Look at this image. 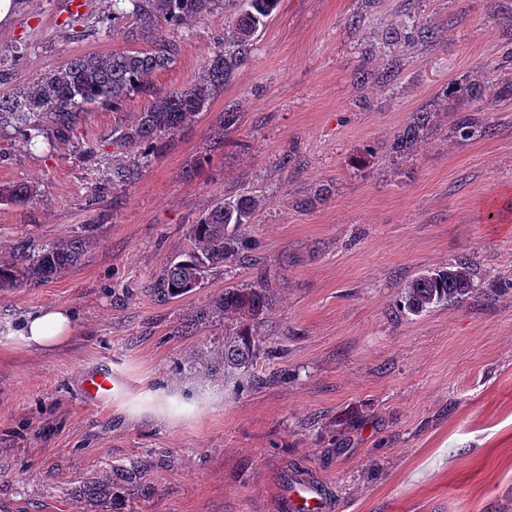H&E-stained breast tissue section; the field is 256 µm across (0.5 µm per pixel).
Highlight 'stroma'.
I'll return each mask as SVG.
<instances>
[{"label": "stroma", "mask_w": 512, "mask_h": 512, "mask_svg": "<svg viewBox=\"0 0 512 512\" xmlns=\"http://www.w3.org/2000/svg\"><path fill=\"white\" fill-rule=\"evenodd\" d=\"M504 2L279 0L249 63L123 191L109 183L112 128L145 98L89 108L65 143L28 151L0 138V185L35 191L0 204V259L21 241L89 242L76 268L0 289V512H88L79 490L141 458V492L119 512H284L293 474L328 488L335 512H512V101L483 100L492 138L442 128L410 158L389 152L422 106L447 112L448 82L487 79L512 45ZM66 4L18 0L0 24L12 73L0 94L70 56L151 41L67 39ZM408 15L434 24L436 40L400 47L393 86L357 85L363 51ZM185 32L177 64L152 76L157 92L195 81L224 15ZM228 106L238 122L222 138ZM321 188L330 199L302 207ZM244 191L264 199L239 232L271 274L261 334L274 355L237 389L214 355L223 322L193 317L253 283V268L227 263L166 301L148 287L191 224ZM463 258L477 266L475 297L400 311L405 283ZM54 306L72 311L74 335L26 347L27 315ZM96 371L121 377L111 399L85 395Z\"/></svg>", "instance_id": "obj_1"}]
</instances>
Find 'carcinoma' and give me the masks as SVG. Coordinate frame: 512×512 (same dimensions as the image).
<instances>
[{"label": "carcinoma", "instance_id": "obj_1", "mask_svg": "<svg viewBox=\"0 0 512 512\" xmlns=\"http://www.w3.org/2000/svg\"><path fill=\"white\" fill-rule=\"evenodd\" d=\"M279 0H111L106 13L92 25H83L84 15H71L65 21L69 39L80 40L103 32L111 38L127 39L142 32L178 30L204 14L226 12L224 37L204 61L195 83L182 89L160 94L150 77L167 69L179 58L180 42L159 36L146 49H128L106 55H76L55 70L40 77L25 89L0 96V137H9L28 151L37 147L38 138L46 136L59 142L69 140L81 112L93 107L122 109L133 95L147 99L137 120L118 126L112 133V145L123 156L112 163V188L122 189L138 179L167 147L168 142L194 122L215 95L224 90L236 72L249 62L258 31L276 11ZM436 37L434 25L411 21L385 33L382 68L374 70L366 60L355 68L354 77L364 85L372 76L390 82L399 66L396 49L414 40L431 41ZM495 98L512 100V80L490 84L452 81L444 90L454 101L464 94L472 102H480L487 93ZM439 113L423 108L394 136L392 153L407 158L424 132L438 122ZM451 132L463 140L490 137L495 125L481 120L471 111H448ZM32 189L25 184L0 186V203L21 204L31 200ZM263 198L251 191L216 202L189 230L190 246L172 257L153 288L157 293L175 299L201 287L204 279L226 261L238 260L259 248L257 241L238 234L244 224L254 222ZM86 241L74 237L60 240L32 252L0 261V288H17L23 284H39L81 263ZM269 274L262 270L256 283L224 289L209 306L198 310L195 321L210 322L228 318L233 323L224 329V344L219 359L224 379L241 385L251 378V371L271 350L259 338L258 327L263 316L273 308L275 297L268 284ZM477 291L474 264L458 259L448 269L426 271L403 287L400 307L417 316L439 305L461 303ZM145 470L139 460L121 466L112 476L80 491V496L102 507L132 495Z\"/></svg>", "mask_w": 512, "mask_h": 512}]
</instances>
